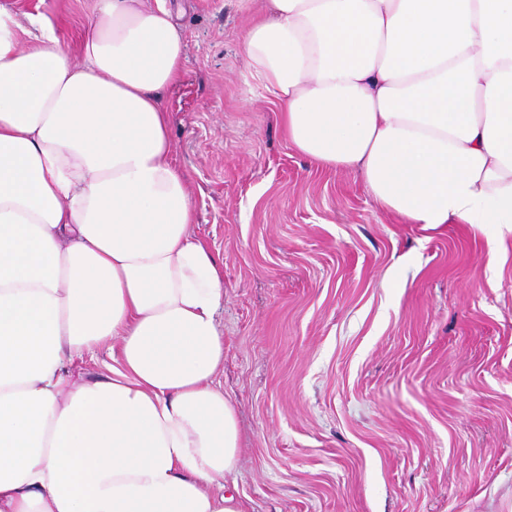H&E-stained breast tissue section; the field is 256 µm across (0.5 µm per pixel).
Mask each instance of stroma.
Returning <instances> with one entry per match:
<instances>
[{"label": "stroma", "mask_w": 512, "mask_h": 512, "mask_svg": "<svg viewBox=\"0 0 512 512\" xmlns=\"http://www.w3.org/2000/svg\"><path fill=\"white\" fill-rule=\"evenodd\" d=\"M77 42L94 0H11ZM164 91L196 234L224 260V392L249 512H512V232L401 224L284 139L238 33L180 0Z\"/></svg>", "instance_id": "1"}]
</instances>
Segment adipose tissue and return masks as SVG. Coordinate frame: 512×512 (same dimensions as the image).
I'll return each mask as SVG.
<instances>
[{"mask_svg": "<svg viewBox=\"0 0 512 512\" xmlns=\"http://www.w3.org/2000/svg\"><path fill=\"white\" fill-rule=\"evenodd\" d=\"M240 43L298 152L402 223L512 229V0H260ZM185 61L171 0H95L75 47L0 0V512H246Z\"/></svg>", "mask_w": 512, "mask_h": 512, "instance_id": "obj_1", "label": "adipose tissue"}]
</instances>
